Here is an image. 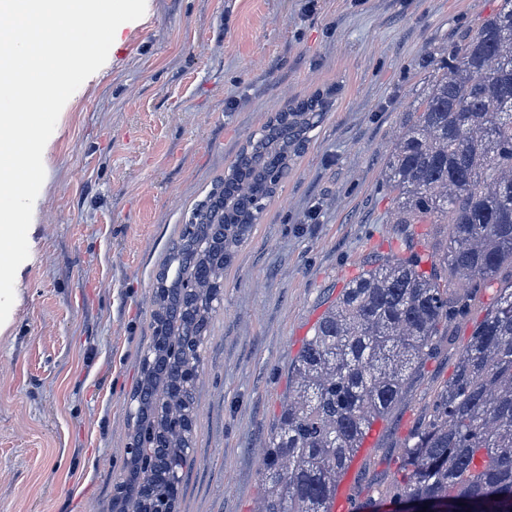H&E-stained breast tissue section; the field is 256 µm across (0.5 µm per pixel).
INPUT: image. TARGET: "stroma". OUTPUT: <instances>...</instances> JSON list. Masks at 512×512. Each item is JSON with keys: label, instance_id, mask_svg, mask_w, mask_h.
I'll return each instance as SVG.
<instances>
[{"label": "stroma", "instance_id": "obj_1", "mask_svg": "<svg viewBox=\"0 0 512 512\" xmlns=\"http://www.w3.org/2000/svg\"><path fill=\"white\" fill-rule=\"evenodd\" d=\"M498 0H147L65 104L0 333V512H112L127 400L151 334L154 275L194 205L275 112L328 103L287 181L224 271L177 512H255L258 469L316 322L397 252L386 159L428 80L427 49ZM496 300L449 323L348 471L385 498L403 448Z\"/></svg>", "mask_w": 512, "mask_h": 512}]
</instances>
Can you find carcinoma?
Instances as JSON below:
<instances>
[{"mask_svg":"<svg viewBox=\"0 0 512 512\" xmlns=\"http://www.w3.org/2000/svg\"><path fill=\"white\" fill-rule=\"evenodd\" d=\"M430 86L410 105L386 163L402 249L343 288L292 364L288 402L270 431L259 512H331L373 424L436 350L439 328L499 284L452 378L405 446L388 497L441 512H512V0L476 30L427 52ZM325 102L277 112L195 204L155 275L152 335L128 402L126 475L112 512H175L194 453L197 380L224 268L288 178ZM409 224H448L445 251ZM453 273L460 292L443 282Z\"/></svg>","mask_w":512,"mask_h":512,"instance_id":"cac0c4a2","label":"carcinoma"}]
</instances>
